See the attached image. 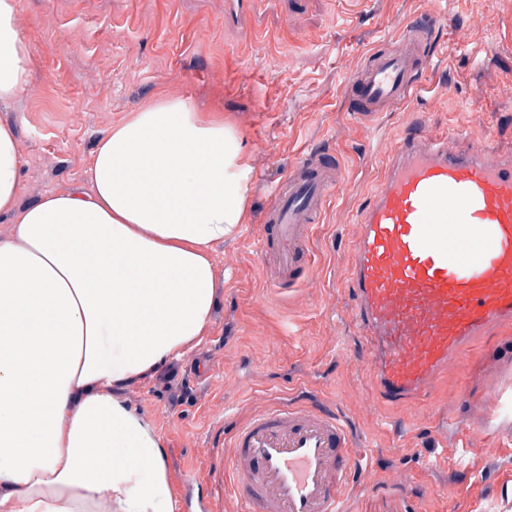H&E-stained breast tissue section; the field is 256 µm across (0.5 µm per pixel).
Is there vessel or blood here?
<instances>
[{"instance_id":"obj_1","label":"vessel or blood","mask_w":512,"mask_h":512,"mask_svg":"<svg viewBox=\"0 0 512 512\" xmlns=\"http://www.w3.org/2000/svg\"><path fill=\"white\" fill-rule=\"evenodd\" d=\"M425 4L422 24L404 26L349 82L359 116L421 86V46L441 17L435 0ZM333 169L302 153L271 194L258 254L289 283L312 276L311 229L341 185ZM346 283L381 399L425 401L449 368L478 371L485 358L473 341L512 334V155L465 152L416 124L385 156L358 215ZM366 461L334 412L284 399L235 426L224 470L246 512H342L350 474Z\"/></svg>"}]
</instances>
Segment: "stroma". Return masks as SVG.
Segmentation results:
<instances>
[{"label":"stroma","instance_id":"obj_1","mask_svg":"<svg viewBox=\"0 0 512 512\" xmlns=\"http://www.w3.org/2000/svg\"><path fill=\"white\" fill-rule=\"evenodd\" d=\"M226 0H17L31 76L0 110L25 163L20 204L88 188L99 139L158 87L193 96L238 127L253 169L250 219L217 245L219 304L186 358L125 391L163 440L172 485L193 482L212 512H241L224 491L237 420L310 392L346 417L370 449L354 478L353 512H512V361L495 338L481 371L452 369L435 387L436 415L393 408L371 394L347 319L345 273L357 211L381 155L421 119L466 149L512 152V0H441L426 47L423 88L406 106L365 119L343 85L371 49L385 51L423 0H266L244 25ZM482 95L484 109L463 108ZM317 150L338 161L342 185L311 238L316 276L269 287L257 235L289 159ZM209 364L205 381L192 374ZM407 475L403 486L387 480Z\"/></svg>","mask_w":512,"mask_h":512}]
</instances>
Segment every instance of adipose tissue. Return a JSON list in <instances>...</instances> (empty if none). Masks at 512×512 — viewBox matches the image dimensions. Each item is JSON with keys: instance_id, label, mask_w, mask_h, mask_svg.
Here are the masks:
<instances>
[{"instance_id": "obj_1", "label": "adipose tissue", "mask_w": 512, "mask_h": 512, "mask_svg": "<svg viewBox=\"0 0 512 512\" xmlns=\"http://www.w3.org/2000/svg\"><path fill=\"white\" fill-rule=\"evenodd\" d=\"M0 0V107L30 79ZM0 123V512H173L161 436L125 389L207 336L216 243L248 221L237 127L158 90L99 139L89 191L17 208Z\"/></svg>"}]
</instances>
